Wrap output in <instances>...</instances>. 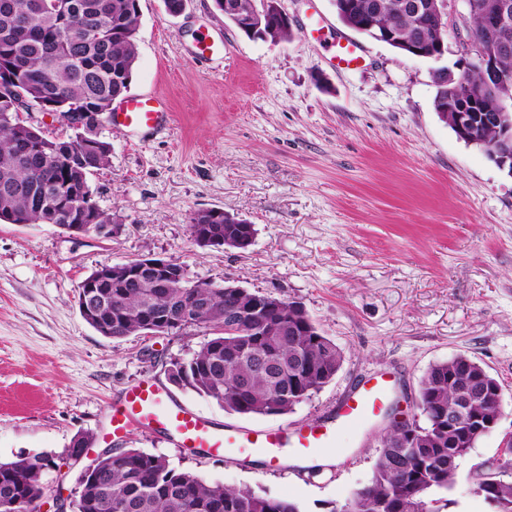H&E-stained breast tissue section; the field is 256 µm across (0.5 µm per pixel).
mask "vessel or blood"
I'll return each mask as SVG.
<instances>
[{
	"instance_id": "vessel-or-blood-1",
	"label": "vessel or blood",
	"mask_w": 512,
	"mask_h": 512,
	"mask_svg": "<svg viewBox=\"0 0 512 512\" xmlns=\"http://www.w3.org/2000/svg\"><path fill=\"white\" fill-rule=\"evenodd\" d=\"M336 63L348 68L364 60L362 49L353 42H337ZM171 114L151 94L126 99L112 114V125L149 136L168 130ZM391 380L381 375L366 381L341 405L340 416L345 422L359 425L380 411L389 395ZM112 435L121 437L129 429L158 427L177 437L187 448H203L208 452L232 457L244 451L279 460L283 449L294 448L307 453L328 445L334 438L328 427L315 425L292 430L278 428L260 433L233 429L215 431L196 413L173 402L166 392L154 385H139L129 389L119 404L113 405Z\"/></svg>"
}]
</instances>
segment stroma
Returning <instances> with one entry per match:
<instances>
[{
  "mask_svg": "<svg viewBox=\"0 0 512 512\" xmlns=\"http://www.w3.org/2000/svg\"><path fill=\"white\" fill-rule=\"evenodd\" d=\"M139 5L129 91L163 98L174 122L143 143L104 127L111 163L91 186L119 219L111 238L0 221V461L47 459L40 512H56L55 493L74 497L69 450L83 433L95 453L139 449L205 481L326 512L369 483L391 423L335 420L337 404L384 373L392 407L412 417L423 374L464 354L502 383L503 412L460 461L442 512H488L468 487L512 438V175L434 110L432 72L460 74L455 48L436 61L407 56L344 25L332 0H279L294 32L281 43L248 38L213 0H186L176 16L163 0ZM314 14L325 25L318 42L304 33ZM204 33L220 53L197 60L193 44ZM341 36L364 48L359 68L337 69ZM213 206L254 225L251 246L192 241L188 214ZM144 256L172 260L195 281L301 302L342 352L336 376L283 416L231 414L172 384L170 361L189 357L211 329L113 340L77 303L93 270ZM142 381L219 428L335 422L337 460L314 474L192 452L159 428L113 438L108 406Z\"/></svg>",
  "mask_w": 512,
  "mask_h": 512,
  "instance_id": "obj_1",
  "label": "stroma"
}]
</instances>
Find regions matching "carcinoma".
I'll use <instances>...</instances> for the list:
<instances>
[{
    "label": "carcinoma",
    "mask_w": 512,
    "mask_h": 512,
    "mask_svg": "<svg viewBox=\"0 0 512 512\" xmlns=\"http://www.w3.org/2000/svg\"><path fill=\"white\" fill-rule=\"evenodd\" d=\"M337 16L347 27L360 31L368 15L379 29L399 38L417 39L430 53L447 31L438 21L442 0H426L419 12L406 8L411 0H333ZM502 0H472L464 18L480 49L496 55L502 71L512 74V33L486 37L481 30L485 15ZM33 5L25 26L0 10V68L35 106L53 111L80 112L83 127L65 138L49 137L27 124L17 127L0 120V218L10 224H115L116 217L99 206H75L93 194L90 176L110 163L112 145L97 130L98 113L128 92L137 60L139 0H26ZM74 17L98 30L100 38L83 41L65 17ZM291 33L265 24L254 38L278 42ZM434 108L449 124L448 101L473 96L489 112H510L498 91L485 85L477 72L452 77L440 69L433 73ZM214 209L190 213L188 227L209 224L232 238L236 215ZM205 297L210 328L215 336L188 359L170 363V382L206 396L224 410L240 415H286L329 383L341 367L342 353L325 336L303 306L283 300L281 308L241 330H224V308L234 302L242 308L257 298L245 291L236 300L222 288H199L182 274V287L168 291L147 280L131 284L122 293L112 291L106 304L112 313V338L143 333V314L174 317L179 310ZM292 332L282 335L283 323ZM272 368H256L257 356ZM499 381L467 356L459 355L432 365L419 381L424 410L422 419L395 423L380 442L369 482V492L354 494L349 502L329 512H441L429 495L448 492L456 484L458 462L474 440L468 421L431 440L426 431L440 424L460 396L471 397L470 415L484 416L494 409L475 392ZM408 432L416 447L400 448ZM44 463L29 457L0 461V512H36L43 494ZM78 495L72 512H302L291 500L251 487L209 483L189 470H178L168 460L129 448L110 454L90 472L77 478ZM473 494L498 502V512H512V479L503 480L484 464L476 470Z\"/></svg>",
    "instance_id": "1"
}]
</instances>
